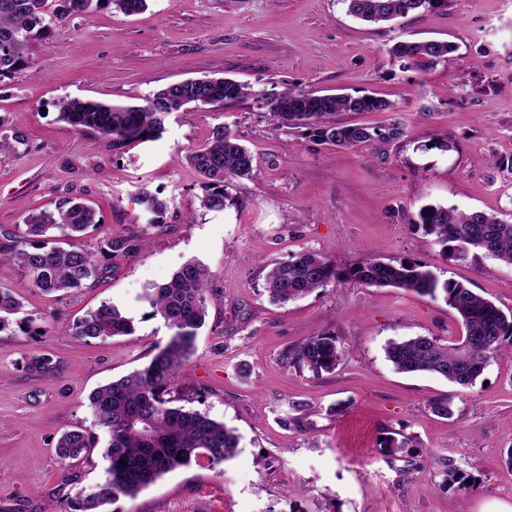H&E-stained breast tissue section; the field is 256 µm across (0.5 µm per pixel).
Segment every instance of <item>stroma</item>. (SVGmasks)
I'll return each instance as SVG.
<instances>
[{
    "label": "stroma",
    "instance_id": "1",
    "mask_svg": "<svg viewBox=\"0 0 512 512\" xmlns=\"http://www.w3.org/2000/svg\"><path fill=\"white\" fill-rule=\"evenodd\" d=\"M455 45L451 61L403 70L398 38ZM32 68L0 81V116L23 141L0 153V250L25 214L77 197L102 223L64 249H96L114 233L146 238L136 253L101 256L99 280L81 291L44 294L18 269L0 286L19 293L38 334L0 332V504L19 512H64L76 489L101 483L109 465L98 446L75 485L61 480V434L92 429L91 392L142 368L170 331L139 294L186 260L207 265L220 303L210 305L196 350L173 395L178 405L234 429L235 456L222 471L194 465L165 474L109 512H504L512 508V354L491 359L461 388L431 373L397 372L389 341H458L463 328L444 299L364 286L344 269L373 257L428 264L512 314V266L483 253L441 255L413 226L424 204L480 210L512 220V0H448L401 27L362 23L344 0H148L136 15L102 0L53 25L29 50ZM226 77L259 91L374 94L393 102L407 134L387 147L320 145L307 131L277 129L253 97L169 115L160 139L122 148L57 119L65 97L139 104L171 83ZM226 126L252 152L251 179H231L232 206L201 209L204 180L184 156ZM444 149L430 148L431 139ZM147 187L170 209L154 228L135 201ZM312 250L342 274L285 305L264 288L265 265ZM125 307L135 333L86 341L65 329L101 303ZM334 333L345 349L335 370L313 375L288 352L305 337ZM46 354L58 374H29ZM447 398L451 416L430 409ZM409 440L382 454L381 436ZM455 467L469 488L448 478Z\"/></svg>",
    "mask_w": 512,
    "mask_h": 512
}]
</instances>
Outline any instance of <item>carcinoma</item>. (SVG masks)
Returning a JSON list of instances; mask_svg holds the SVG:
<instances>
[{"mask_svg":"<svg viewBox=\"0 0 512 512\" xmlns=\"http://www.w3.org/2000/svg\"><path fill=\"white\" fill-rule=\"evenodd\" d=\"M46 2L0 0V81L29 66L31 44L43 38L52 24L93 10L100 0H60L51 15L46 12ZM344 2L349 15L373 24H392L420 10L446 4V0ZM453 51L448 42L409 39L398 40L388 49L392 61L403 70L434 68L448 62ZM249 96L258 97L276 128L304 129L321 144L369 147L384 158L385 148L406 133L404 117L395 105L373 95L319 94L291 88L256 93L249 85L230 78L170 84L143 105L62 98L57 102L58 120L75 130H93L121 148L142 139L159 138L165 118L172 112L223 106ZM375 111L390 112L392 117L386 124L373 127L332 120L338 112ZM184 159L205 179L201 207L207 211L220 212L230 205L224 193L226 180L251 178L257 173L251 152L220 125ZM136 202L151 215V226L163 223L166 202L145 188L136 195ZM100 223L91 206L72 199L52 209L31 210L24 218L23 232L13 234L15 246L0 253V265L17 267L29 287L47 294L79 291L103 273L96 254L131 253L143 246L138 238L122 235L102 239L95 253L50 245V237L56 231L63 236L85 233ZM412 224L433 237L443 254L450 249L463 255L484 252L512 265V223L496 215L427 204L413 216ZM338 275L328 257L306 250L270 268L265 275V289L273 302L287 304L324 287ZM348 276L369 287L400 288L433 298L440 293L461 320L464 336L458 344H442L430 336L390 342L386 357L401 373L427 372L454 385L471 387L490 359L512 346V315H506L460 282L440 280L425 263L368 258L349 269ZM209 282L205 265L190 259L165 282L149 283L143 288L139 300L148 304L152 316L163 320L171 336L165 345L156 348L143 368L89 396L93 422L108 435L105 457L109 466L102 483L90 490L81 488L68 498L66 512H106L105 506L117 497L134 498L168 472L204 462L217 468L235 456L238 436L234 430L206 414L175 406L169 398L179 369L194 350L208 308L216 302ZM22 311L20 295L12 288L0 287V331ZM69 331L75 338L86 340L131 336L135 329L124 309L103 303L78 319ZM343 355L336 336L328 333L305 338L291 351L290 359L298 367L319 375L334 370ZM58 368L48 355L32 356L27 361V370L42 378L54 375ZM96 446V438L79 427L61 435L56 454L63 464L62 481L75 483L73 470Z\"/></svg>","mask_w":512,"mask_h":512,"instance_id":"1","label":"carcinoma"}]
</instances>
